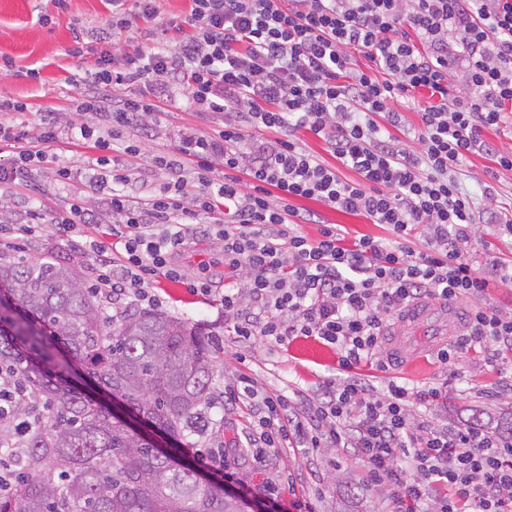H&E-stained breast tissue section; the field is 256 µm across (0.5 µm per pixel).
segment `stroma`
<instances>
[{
	"label": "stroma",
	"instance_id": "stroma-1",
	"mask_svg": "<svg viewBox=\"0 0 512 512\" xmlns=\"http://www.w3.org/2000/svg\"><path fill=\"white\" fill-rule=\"evenodd\" d=\"M157 23L140 24L137 31L117 35L119 43H150L162 36L160 25L168 20L183 19L184 0H158ZM54 16V24H38L39 13ZM109 13L103 0H68L66 10H57L53 0H0V54L13 57L16 66L41 71L39 81L0 75V96L19 98L34 109L53 107L59 123L71 118V99L77 90L62 80L65 68L77 61L67 54L73 43V24L95 26L102 24ZM222 116H205L196 111L185 98L165 106L163 112L148 117L137 128L123 131L114 141L115 155H122L129 141L142 145L137 160L138 173L135 193L149 198L157 193L168 175L152 161L155 151L170 150L182 134L210 133L220 128ZM51 162L38 175L39 193L25 190L12 196L0 197V223L11 225L26 222L29 211L41 215V233L14 240L6 256L22 255L38 258L52 255L63 264L76 268L84 287H96L94 266L78 249V237L60 236L56 231L65 217L74 194L81 184L66 185L58 181L57 168L82 166L86 149L60 144L51 147ZM492 179L495 205L512 211V171L497 169L490 156L473 154L464 162L459 176L465 192L476 204H483L480 186L487 172ZM301 211L317 213L320 222L339 224L350 235L369 234L387 237L383 227L372 224L358 213L338 211L310 199L294 200ZM185 275L184 282L158 278L155 287L163 297V315L194 323L205 333L218 338L215 349L211 392L217 403L210 412V423L204 437L192 452V459L209 455L212 447L224 449V463L242 479L253 484H272L278 487L284 501L302 497L311 502L315 512H386L388 502L384 491L362 484L364 466L361 460L333 448H323L313 454L279 453L256 462L246 449L250 432V417L244 406H223L224 389L235 384L239 374L252 377L255 386L270 393L291 395L294 389L317 395L323 378L335 374L337 356L333 349L305 338L285 345L264 341L247 343L233 336L224 321L221 305L224 286V246L216 239L199 238L189 243L176 257ZM208 277L214 286L209 297L191 294L187 281ZM414 352L412 368H389L380 371L362 368L361 373L376 389L385 388L389 379L411 386L428 387L447 384L448 402L429 413L430 421L461 423L475 420L481 414H496L512 407V398L504 391L512 385V369L491 362L488 352L470 351L459 355L455 364L444 366L433 356L432 342L427 336H412Z\"/></svg>",
	"mask_w": 512,
	"mask_h": 512
}]
</instances>
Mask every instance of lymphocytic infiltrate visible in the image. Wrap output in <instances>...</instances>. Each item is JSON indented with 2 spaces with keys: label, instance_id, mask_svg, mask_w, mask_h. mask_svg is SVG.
Instances as JSON below:
<instances>
[{
  "label": "lymphocytic infiltrate",
  "instance_id": "f902f5d3",
  "mask_svg": "<svg viewBox=\"0 0 512 512\" xmlns=\"http://www.w3.org/2000/svg\"><path fill=\"white\" fill-rule=\"evenodd\" d=\"M126 2L109 0L107 27L74 37L70 56L89 63L63 77L77 90L75 122L59 125L47 110L34 124L26 101L0 98V112L14 116L0 123V146L11 151L0 185L30 187L48 145L90 149L97 178L89 188L118 222L109 240L88 234L79 249L109 297L143 312L160 308L152 282L182 280L175 252L210 236L238 274L222 299L236 336L279 345L313 337L335 349L338 373L313 400L301 390L290 403L239 376L224 402L249 406L254 459L340 448L363 462L367 483L385 486L393 512H512V443L470 424L420 420L419 408L446 397L442 388L392 380L378 392L356 374L394 316L425 297L476 302L467 330L438 350L440 363L477 346L501 361L512 356V314L481 305L489 280L472 258L479 227L512 239V216L476 209L454 176L476 153L512 170V151L484 138L512 109V0H189L176 38L118 49L114 35L157 16L155 0H136L133 13ZM356 52L368 69H351ZM458 72L467 83L461 96L451 93ZM421 92L429 101L418 110L420 147L412 150L379 122L397 124L394 104ZM180 96L226 121L156 156L168 180L157 195L136 198L110 133ZM301 128L322 137L357 180L303 150L294 136ZM299 198L366 214L391 236L350 242L327 224L308 238L299 227L313 216L294 210ZM205 467L258 512H313L302 498L283 504L271 485L255 494L220 456Z\"/></svg>",
  "mask_w": 512,
  "mask_h": 512
}]
</instances>
